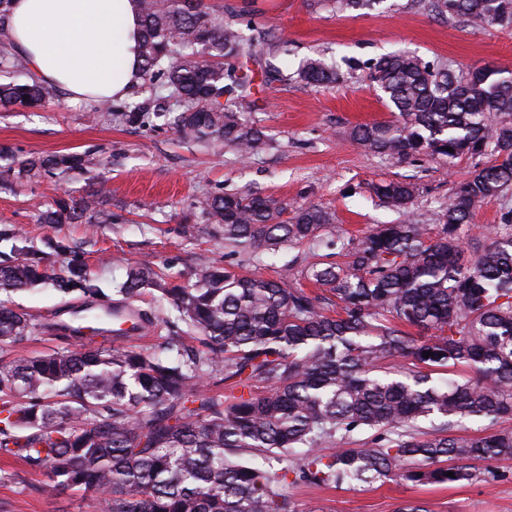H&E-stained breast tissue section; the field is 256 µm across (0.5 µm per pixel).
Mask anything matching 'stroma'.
I'll return each mask as SVG.
<instances>
[{
  "label": "stroma",
  "instance_id": "obj_1",
  "mask_svg": "<svg viewBox=\"0 0 512 512\" xmlns=\"http://www.w3.org/2000/svg\"><path fill=\"white\" fill-rule=\"evenodd\" d=\"M225 24L250 26L265 47L277 53L286 79L264 88L261 108L251 119L262 126L267 143L242 159L223 142L183 138L155 119L130 127L107 111L50 95L42 109L0 106V171L13 158L48 154H86L92 172L70 171L34 181L0 183V266L16 257V241L41 253L57 280L10 294L12 307L38 322L68 319L80 310L79 288L62 278L78 266L96 278L98 305H111L129 266L153 268L166 277L188 279L218 262L240 273L302 284L304 268L325 260L324 246L302 245L256 260L224 246L220 225L209 223L198 206L203 198L253 191L286 209L316 204L334 213L324 241L361 234L376 224H394L400 213L379 206L374 183L408 178L419 192L414 214L435 215L456 182L491 163V154L463 157L454 165L423 157L397 161L351 141L358 124L390 118L386 100L369 79L370 61L398 50L424 61L471 73L490 65L512 70V29L473 26L437 15L428 0H382L375 9L334 13L313 0H206ZM322 55L336 62L354 60L343 81L307 88L291 81L299 63ZM106 182L103 217L75 224H42L38 218L60 197L75 200L92 188V174ZM499 479L471 485L415 486L402 480L357 488L298 486L292 494L298 512H396L405 502L430 512H512V460L496 462ZM45 474H30L0 458V512H98L96 501L79 490L54 497L37 493Z\"/></svg>",
  "mask_w": 512,
  "mask_h": 512
}]
</instances>
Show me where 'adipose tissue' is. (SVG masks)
<instances>
[{
  "instance_id": "ef3b65f1",
  "label": "adipose tissue",
  "mask_w": 512,
  "mask_h": 512,
  "mask_svg": "<svg viewBox=\"0 0 512 512\" xmlns=\"http://www.w3.org/2000/svg\"><path fill=\"white\" fill-rule=\"evenodd\" d=\"M8 23L34 77L71 99L122 98L139 82L136 0H12Z\"/></svg>"
}]
</instances>
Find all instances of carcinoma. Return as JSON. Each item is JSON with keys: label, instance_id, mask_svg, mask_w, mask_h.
Instances as JSON below:
<instances>
[{"label": "carcinoma", "instance_id": "carcinoma-1", "mask_svg": "<svg viewBox=\"0 0 512 512\" xmlns=\"http://www.w3.org/2000/svg\"><path fill=\"white\" fill-rule=\"evenodd\" d=\"M0 0V69H27L12 47ZM382 0H317L335 12ZM439 15L476 26L512 27V0H430ZM141 79L136 100L109 109L129 125L166 118L184 136H215L246 155L265 133L239 101L270 85L281 70L256 73L243 59L255 38L224 24L204 0H138ZM370 78L394 108L393 119L354 127L350 138L397 160L440 156L448 163L493 152V163L459 181L438 223L380 224L361 236H336L344 264L308 266L310 288L212 265L183 283L147 266L128 268L112 311L157 292L166 323L194 328L199 345L171 336L154 348L133 329L110 328L114 345L88 347L69 324L37 325L0 304V347L36 332L70 335L79 344L30 358H0V456L47 475L43 495L92 493L101 512H298L288 489L399 478L414 485L473 484L498 478L476 462L512 459V429L466 438L465 420L495 425L512 416V214L502 216L473 256L465 228L476 208L512 189V71L483 67L466 79L409 52L369 65ZM303 86L338 83L339 67L320 56L294 72ZM48 87L28 78L0 83V105L37 108ZM452 151H447V148ZM77 154L24 157L6 170L35 179L78 169ZM383 206L402 214L417 184L374 186ZM105 184L79 201L59 199L45 224H74L97 210ZM224 228V246L275 255L318 240L333 215L300 205L284 208L256 193L201 202ZM0 267V292L56 279L43 257L25 247ZM70 282L88 298L101 293L81 268ZM433 356L426 358L424 353ZM408 359L411 367L380 372ZM461 368L474 377L455 378ZM230 390L203 391L208 381ZM373 430L367 448L336 440ZM454 476L449 477L447 473Z\"/></svg>", "mask_w": 512, "mask_h": 512}]
</instances>
